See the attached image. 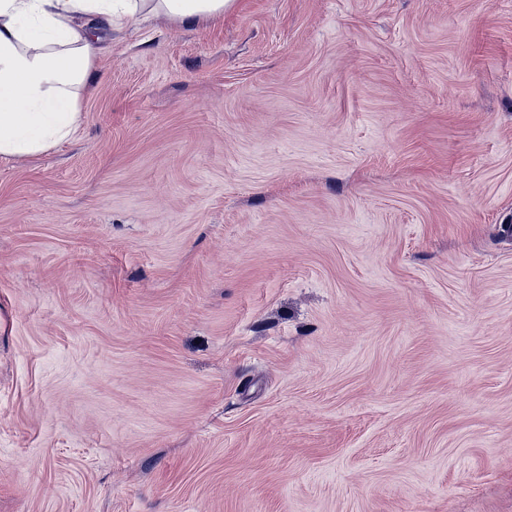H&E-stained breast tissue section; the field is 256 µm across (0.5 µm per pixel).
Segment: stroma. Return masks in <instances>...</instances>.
I'll return each instance as SVG.
<instances>
[{
  "label": "stroma",
  "instance_id": "stroma-1",
  "mask_svg": "<svg viewBox=\"0 0 512 512\" xmlns=\"http://www.w3.org/2000/svg\"><path fill=\"white\" fill-rule=\"evenodd\" d=\"M102 38L0 160V512H512V0Z\"/></svg>",
  "mask_w": 512,
  "mask_h": 512
}]
</instances>
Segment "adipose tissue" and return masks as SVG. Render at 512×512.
<instances>
[{
	"instance_id": "adipose-tissue-1",
	"label": "adipose tissue",
	"mask_w": 512,
	"mask_h": 512,
	"mask_svg": "<svg viewBox=\"0 0 512 512\" xmlns=\"http://www.w3.org/2000/svg\"><path fill=\"white\" fill-rule=\"evenodd\" d=\"M238 0H0V158L50 151L79 129V91L94 78V31L144 17L215 22Z\"/></svg>"
}]
</instances>
